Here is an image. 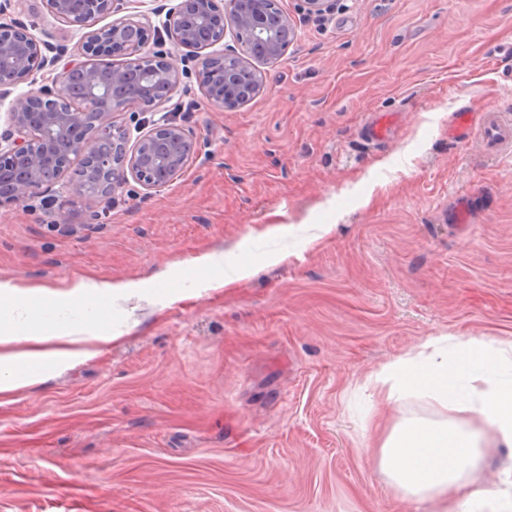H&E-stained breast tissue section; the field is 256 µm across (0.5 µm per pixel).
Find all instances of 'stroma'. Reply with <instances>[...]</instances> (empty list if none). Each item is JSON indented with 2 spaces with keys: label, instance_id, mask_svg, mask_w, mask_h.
<instances>
[{
  "label": "stroma",
  "instance_id": "1",
  "mask_svg": "<svg viewBox=\"0 0 512 512\" xmlns=\"http://www.w3.org/2000/svg\"><path fill=\"white\" fill-rule=\"evenodd\" d=\"M281 4L298 36L248 102L212 106L185 52L147 109L200 144L177 180L75 201L71 169L0 207V282L187 283L205 251L230 279L139 302L96 357L0 398V512H440L394 489L367 423L449 412L380 408L361 384L439 336L512 342V157L450 134L488 101L512 115V0H339L324 20ZM8 17L73 52L85 34L43 0ZM379 112L396 128L371 142ZM511 467L485 448L467 479L493 490Z\"/></svg>",
  "mask_w": 512,
  "mask_h": 512
}]
</instances>
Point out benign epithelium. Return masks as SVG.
<instances>
[{
	"mask_svg": "<svg viewBox=\"0 0 512 512\" xmlns=\"http://www.w3.org/2000/svg\"><path fill=\"white\" fill-rule=\"evenodd\" d=\"M308 14L323 15L335 0H300ZM48 10L68 25L91 27L84 36L86 54L118 56L112 69L91 70L80 59L68 58L64 45L41 43L31 27L0 23V98L23 78L38 84L48 70L51 84H39L12 100L6 129L0 132V175L13 174L0 185V206L44 196L59 182L73 160L80 161L82 178L68 192L84 200L107 197L135 182L150 191L178 179L198 153L193 133L168 121L154 125L131 140L129 127L115 115L140 105L127 93L133 86L149 105L168 102L181 84L177 57L147 50L155 26L139 0H45ZM89 6L92 17H110L100 28L81 16ZM232 33L234 45L217 58L224 60L223 83L208 82L209 58L198 69L200 85L214 105L246 103L263 86L256 63L279 60L297 37L288 12H272L264 0H178L165 21L174 48L201 55L215 45L210 26Z\"/></svg>",
	"mask_w": 512,
	"mask_h": 512,
	"instance_id": "benign-epithelium-1",
	"label": "benign epithelium"
}]
</instances>
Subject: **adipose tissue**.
<instances>
[{
    "label": "adipose tissue",
    "mask_w": 512,
    "mask_h": 512,
    "mask_svg": "<svg viewBox=\"0 0 512 512\" xmlns=\"http://www.w3.org/2000/svg\"><path fill=\"white\" fill-rule=\"evenodd\" d=\"M223 265L220 256L196 257L188 288L174 287L167 274L157 276L153 288L140 280H81L64 290L0 282V394L97 356L131 318L123 301L157 295L171 305L200 296L223 285ZM431 347L372 374L364 389L385 405L422 394L453 415L485 423L492 447L512 448V344L442 336ZM480 440L469 427L413 420L373 436L370 445L398 489L436 496L442 512H512V470L495 490H473L463 480L476 464Z\"/></svg>",
    "instance_id": "ef3b65f1"
}]
</instances>
